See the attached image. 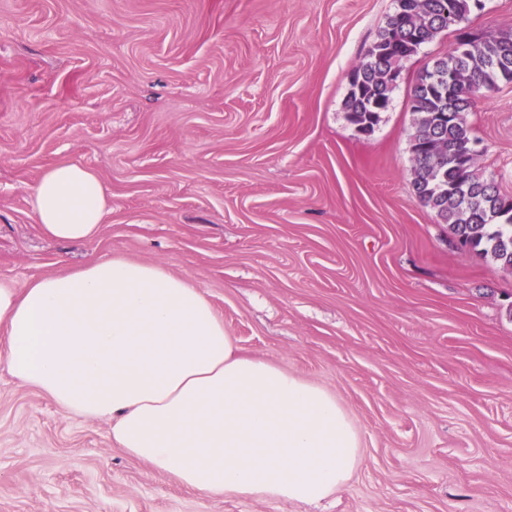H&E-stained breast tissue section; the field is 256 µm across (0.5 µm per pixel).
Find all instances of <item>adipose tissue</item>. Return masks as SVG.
I'll return each instance as SVG.
<instances>
[{
  "instance_id": "ef3b65f1",
  "label": "adipose tissue",
  "mask_w": 512,
  "mask_h": 512,
  "mask_svg": "<svg viewBox=\"0 0 512 512\" xmlns=\"http://www.w3.org/2000/svg\"><path fill=\"white\" fill-rule=\"evenodd\" d=\"M108 198L66 161L39 177L32 205L45 236L85 243ZM0 369L66 415L110 418L116 448L214 497L318 502L360 464L335 395L239 355L200 288L159 263L103 258L0 285Z\"/></svg>"
}]
</instances>
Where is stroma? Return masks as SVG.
<instances>
[{"label": "stroma", "instance_id": "obj_1", "mask_svg": "<svg viewBox=\"0 0 512 512\" xmlns=\"http://www.w3.org/2000/svg\"><path fill=\"white\" fill-rule=\"evenodd\" d=\"M396 0H0V283L112 256L193 282L237 340L336 395L361 464L317 504L212 497L128 457L0 370V512H512V270L412 196L406 62L374 132L349 75ZM512 32V0L466 24ZM512 196V82L464 115ZM61 161L110 196L98 236L45 237Z\"/></svg>", "mask_w": 512, "mask_h": 512}]
</instances>
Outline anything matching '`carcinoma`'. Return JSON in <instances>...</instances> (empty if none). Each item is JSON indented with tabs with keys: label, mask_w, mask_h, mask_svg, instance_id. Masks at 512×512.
Here are the masks:
<instances>
[{
	"label": "carcinoma",
	"mask_w": 512,
	"mask_h": 512,
	"mask_svg": "<svg viewBox=\"0 0 512 512\" xmlns=\"http://www.w3.org/2000/svg\"><path fill=\"white\" fill-rule=\"evenodd\" d=\"M479 8L481 0H397L395 13L355 67L362 86L349 88L344 101L351 121L376 126L379 103L388 102L393 91L385 79L388 70L396 63L405 65L442 32L461 27ZM448 71L455 72L458 83L453 97L436 89V79ZM495 73L512 82L511 32L473 36L464 55L453 50L420 75L410 94L417 115L411 184L416 200L451 226L460 245L512 269V206L505 207L509 196L478 173L479 151L463 118Z\"/></svg>",
	"instance_id": "1"
}]
</instances>
